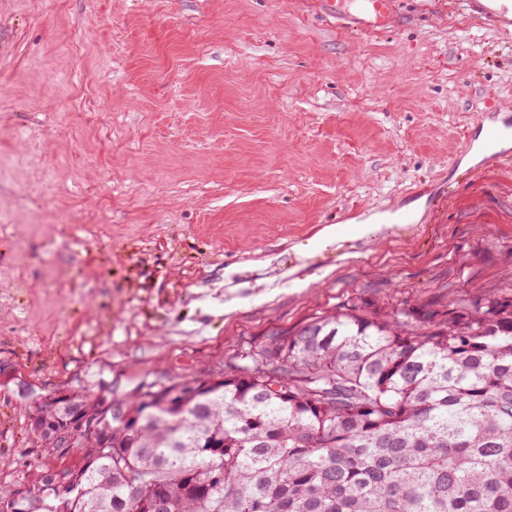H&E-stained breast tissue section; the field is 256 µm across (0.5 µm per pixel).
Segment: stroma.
I'll use <instances>...</instances> for the list:
<instances>
[{
    "instance_id": "35a3bbf8",
    "label": "stroma",
    "mask_w": 512,
    "mask_h": 512,
    "mask_svg": "<svg viewBox=\"0 0 512 512\" xmlns=\"http://www.w3.org/2000/svg\"><path fill=\"white\" fill-rule=\"evenodd\" d=\"M320 2L0 0V487L42 462L30 415L58 391L512 290V162L464 147L512 122V34L463 0H398L375 33ZM399 208L384 239L325 236Z\"/></svg>"
}]
</instances>
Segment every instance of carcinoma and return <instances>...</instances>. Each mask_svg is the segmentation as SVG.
<instances>
[{
	"mask_svg": "<svg viewBox=\"0 0 512 512\" xmlns=\"http://www.w3.org/2000/svg\"><path fill=\"white\" fill-rule=\"evenodd\" d=\"M217 377L49 398L29 431L61 465L0 512H512V296L352 306Z\"/></svg>",
	"mask_w": 512,
	"mask_h": 512,
	"instance_id": "carcinoma-1",
	"label": "carcinoma"
}]
</instances>
